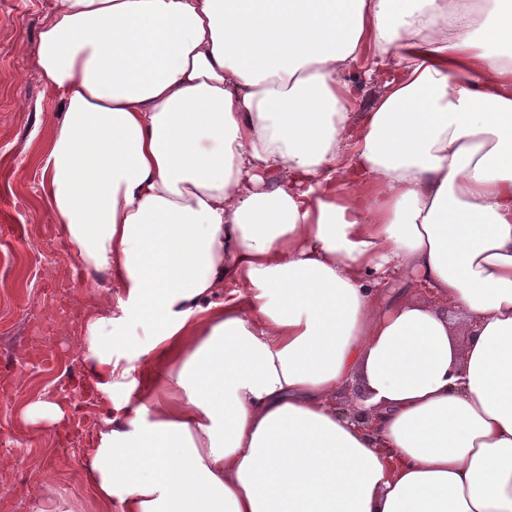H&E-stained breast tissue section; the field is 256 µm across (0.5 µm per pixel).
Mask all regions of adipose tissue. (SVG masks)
<instances>
[{"instance_id": "1", "label": "adipose tissue", "mask_w": 512, "mask_h": 512, "mask_svg": "<svg viewBox=\"0 0 512 512\" xmlns=\"http://www.w3.org/2000/svg\"><path fill=\"white\" fill-rule=\"evenodd\" d=\"M34 65L97 385L168 367L99 512H512V0H53ZM358 60L353 66L351 70V80L356 86L357 92L359 94V101H360V107H358L357 111H355L354 118H359L361 115V112H364V110L369 105L370 101L380 92V87L376 84H373L372 80H369L366 77V70L360 71V73L365 72V78L366 81L364 83H358V76L359 71L356 64H359V62L362 60Z\"/></svg>"}]
</instances>
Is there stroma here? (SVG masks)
<instances>
[{"mask_svg": "<svg viewBox=\"0 0 512 512\" xmlns=\"http://www.w3.org/2000/svg\"><path fill=\"white\" fill-rule=\"evenodd\" d=\"M51 0H0V512H94L83 450L108 417H124L156 368L133 372V384L104 392L89 366L72 376L75 394L92 400L70 408L63 427L25 424L21 404L50 395L53 379L71 355V339L86 335L101 301L88 285L41 191L40 159L61 104L32 62ZM55 267V280L75 279L67 298L39 271ZM54 465L50 497L35 493L41 471Z\"/></svg>", "mask_w": 512, "mask_h": 512, "instance_id": "35a3bbf8", "label": "stroma"}]
</instances>
